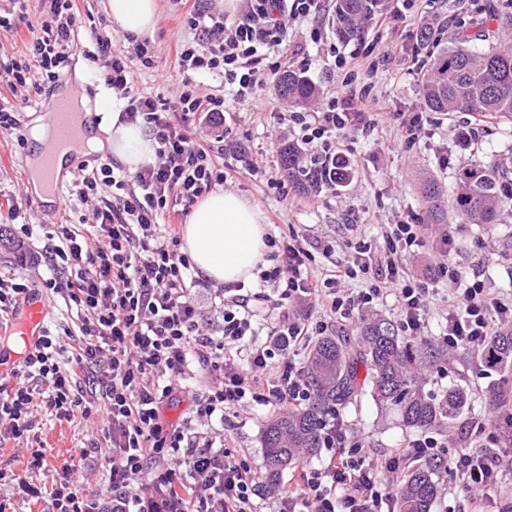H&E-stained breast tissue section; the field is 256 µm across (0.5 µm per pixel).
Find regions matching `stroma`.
Listing matches in <instances>:
<instances>
[{
    "label": "stroma",
    "instance_id": "35a3bbf8",
    "mask_svg": "<svg viewBox=\"0 0 512 512\" xmlns=\"http://www.w3.org/2000/svg\"><path fill=\"white\" fill-rule=\"evenodd\" d=\"M496 6L499 13L512 12V0H408L401 10L404 22L397 27L380 31L367 30L361 37L344 41L336 34V15L296 22L290 35V47L301 50L305 58L307 77L314 83L319 96L333 92L334 84L328 74L334 66V54L357 53L370 56L376 67L372 77L363 72H351L354 82L371 79L387 98L391 112L423 111V91L419 76L408 74L392 47L405 50L420 47L421 56L433 60L437 54L435 43L450 33L468 27L483 16L486 6ZM42 0H0V19L10 22L13 31L0 35V61L28 59L27 43L32 28L43 19ZM187 9L182 0H159V19L150 38L153 47L152 67H138L133 91L176 102L181 90L177 55L180 42L192 41L193 30L185 27L183 16ZM433 17L440 24L433 31L431 43H420L421 18ZM104 0H77L74 24V43L67 65L59 68L55 80L43 79L38 67L29 70L30 79L42 84L41 96L28 98L25 89L0 96V107L14 111L20 121L17 129L0 131V274L22 279L36 285L44 273V266L23 267L17 264L19 252L14 231L29 224L34 229L31 246L42 250L48 245L51 225L75 224L85 212L76 196L74 184H67L59 205H52L33 191L28 182V167L24 158L30 152L29 131L45 118L52 96L60 87L77 86L92 99L107 100L98 120L110 124L113 113L123 111L127 100L100 79L98 68L87 52L92 45L90 29L109 28ZM319 30L320 41H312L310 33ZM193 87L203 93L223 96L229 111L235 114L232 134L225 136L220 147L224 164L239 168L235 178L227 180L226 189L235 191L259 206L264 216L275 211H288L289 221L306 247L313 254L314 265L324 268L329 263L347 259L351 243L361 238L371 239L375 245L383 243V227L416 219L423 225L425 245L414 256L405 260L410 275L424 280L430 277L434 259L444 234H451L454 243L450 261L466 273L478 277L485 287L504 295H512V220L501 224H471L460 216L450 224L432 223L428 208L421 196L423 180L431 179L445 190H452L462 171L493 159L512 160V125L493 124L483 134L474 150L456 146L451 128L461 120V113L449 115L447 121L435 129L433 136L421 139L415 146H407L395 132L370 130L354 138L339 140L338 146L352 159V176L336 192H322L312 206L298 207L304 192L295 183H288L286 192H279L245 174L248 161L280 168L279 150L292 142L291 129L279 120L280 114L292 112L288 101L281 99L274 80L263 82L262 98L266 118H258L250 106L237 103L231 91L225 90L220 79L195 75ZM497 253L496 261H489V253ZM500 375L479 364L466 351L457 352L443 372H428L425 388L441 393L448 385L464 386L471 397V411L463 413L451 427L434 430V437L450 446L481 448L489 435H497L501 443L512 440V432L502 429V412L488 406V388L498 385ZM352 435L364 438L374 453L385 454L406 446L412 432L401 427L394 414L382 411L371 396H363L355 406L338 410ZM272 414L255 408L242 420L226 428L225 445L240 449L254 468L263 466L262 433ZM104 425L97 418H75L73 422L47 419L41 429V442L9 440L0 446V468L23 476L27 462L36 446H43L49 468L39 476L49 483L60 478L62 465H70L86 494L97 497L108 487L107 463L103 450Z\"/></svg>",
    "mask_w": 512,
    "mask_h": 512
}]
</instances>
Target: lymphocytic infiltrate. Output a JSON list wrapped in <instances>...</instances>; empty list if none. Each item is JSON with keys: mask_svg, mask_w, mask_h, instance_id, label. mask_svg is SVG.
Masks as SVG:
<instances>
[{"mask_svg": "<svg viewBox=\"0 0 512 512\" xmlns=\"http://www.w3.org/2000/svg\"><path fill=\"white\" fill-rule=\"evenodd\" d=\"M329 2L244 0L230 18L195 0L186 16L195 41L181 49L179 71L219 75L236 100L258 106L260 77L276 78L288 65L291 21L319 17ZM73 8V0H50L28 42L46 77L69 58ZM90 38L104 83L130 95L122 121L146 126L155 160L132 175L104 164L77 176L78 197L89 209L79 223L57 225V241L44 252L53 274L43 286L63 299L80 325L44 331L20 362L16 384L0 387V444L36 436L41 407L69 422L103 417L110 491L88 497L68 468L47 494L2 469L0 486H11L27 502L49 497L51 512H258V473L236 449L217 446L219 428L247 404L305 407L311 392L301 358L312 353L330 319L355 321L391 293L402 327L415 336L431 293L443 285L448 300L437 338L443 347L479 353L497 330L512 325V296L466 282L453 263L438 261L426 282L409 275L404 259L424 242L420 225L405 222L386 225L382 252L361 240L348 259L321 270L296 230L267 236L269 266L260 270L256 287L235 282L213 288L222 321L210 323L193 293L192 262L180 249L174 222L228 177L214 160L212 135L192 131L197 116L210 127L221 125L224 100L194 88L173 105L132 93L135 65L152 63L150 43H137L128 56L113 48L109 31L92 30ZM382 100L373 83L354 90L342 80L332 95L290 113L292 134L328 190H335L349 165L336 148L337 134L390 122L408 145L428 136L430 116L385 112ZM174 110L180 120H172ZM105 188L112 202L99 201ZM357 278L367 286L355 292L348 284ZM269 285L277 299L266 294ZM295 306L306 308V315L291 316ZM267 316L273 319L268 337L256 343L255 326ZM200 373L207 384L188 389V378ZM183 391L191 396L189 411L176 422L164 421V405ZM323 445L325 463L299 466L287 486L272 493L276 512H395L393 494L379 475L407 462L445 466L473 496L478 512H512V492L502 484L504 470L512 469V448L450 453L424 435L382 458L368 451L365 440L348 438L335 418L324 426Z\"/></svg>", "mask_w": 512, "mask_h": 512, "instance_id": "lymphocytic-infiltrate-1", "label": "lymphocytic infiltrate"}]
</instances>
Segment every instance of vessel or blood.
I'll return each mask as SVG.
<instances>
[{"label":"vessel or blood","mask_w":512,"mask_h":512,"mask_svg":"<svg viewBox=\"0 0 512 512\" xmlns=\"http://www.w3.org/2000/svg\"><path fill=\"white\" fill-rule=\"evenodd\" d=\"M46 118L55 133V146L46 151L42 157L47 175L45 187L53 197H60L64 181L57 176L56 171L60 154L70 158H80L86 150V134L77 125L67 102H59ZM47 307L38 295H30L23 299L18 307V322L15 329L27 347H34L44 329V318Z\"/></svg>","instance_id":"1"}]
</instances>
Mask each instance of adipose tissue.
I'll use <instances>...</instances> for the list:
<instances>
[{
    "mask_svg": "<svg viewBox=\"0 0 512 512\" xmlns=\"http://www.w3.org/2000/svg\"><path fill=\"white\" fill-rule=\"evenodd\" d=\"M105 9L118 32L147 35L158 22L157 0H106ZM89 149L110 152L132 173L155 158V142L139 122L113 121L105 137L90 140ZM266 234L258 206L235 192L218 189L193 206L181 228L182 249L200 278L217 283L249 281L265 261Z\"/></svg>",
    "mask_w": 512,
    "mask_h": 512,
    "instance_id": "adipose-tissue-1",
    "label": "adipose tissue"
}]
</instances>
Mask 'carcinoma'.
Instances as JSON below:
<instances>
[{
	"instance_id": "1",
	"label": "carcinoma",
	"mask_w": 512,
	"mask_h": 512,
	"mask_svg": "<svg viewBox=\"0 0 512 512\" xmlns=\"http://www.w3.org/2000/svg\"><path fill=\"white\" fill-rule=\"evenodd\" d=\"M368 0H337V32L344 39L359 35ZM473 34L456 33L434 58L423 77V99L431 112H471L512 123V45L486 36V20L475 22ZM281 97L306 105L316 86L301 71L290 67L276 80ZM281 167L288 180L307 190L320 189L319 175L300 165L293 144L280 148ZM457 210L474 224H497L512 213V179L508 165L493 161L464 173L453 190ZM434 223H445L443 190L434 182L423 184ZM484 364L497 372H512V328L492 336L483 353ZM448 349L431 347L401 336L387 320H363L353 336H324L306 367L312 397L300 410H283L263 431L265 480L278 486L284 471L301 457L322 447V426L336 407L370 394L374 401L398 413L402 426L412 430L446 428L468 405L467 390L454 385L441 395L424 390L422 372L448 363ZM437 465L410 470L396 489V512H431L438 495Z\"/></svg>"
}]
</instances>
